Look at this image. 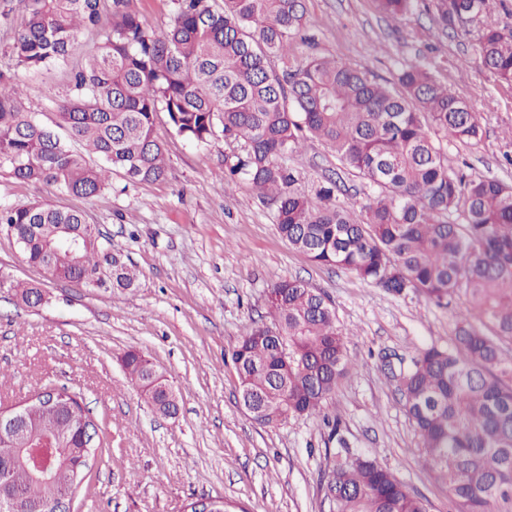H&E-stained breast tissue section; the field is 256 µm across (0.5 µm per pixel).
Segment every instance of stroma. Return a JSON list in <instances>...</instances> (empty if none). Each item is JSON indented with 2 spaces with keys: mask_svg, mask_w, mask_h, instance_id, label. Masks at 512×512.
Returning a JSON list of instances; mask_svg holds the SVG:
<instances>
[{
  "mask_svg": "<svg viewBox=\"0 0 512 512\" xmlns=\"http://www.w3.org/2000/svg\"><path fill=\"white\" fill-rule=\"evenodd\" d=\"M306 6L318 55L380 82L393 81L403 64L427 65L470 104L484 130L475 146L441 137L449 167L512 185V86L497 81L473 51L482 20L465 33L441 32L420 5L397 19L378 13L372 0H306ZM18 19L15 12L0 18V71L23 85L25 110L48 123L57 111L52 93L67 90L71 69L17 68L6 47ZM311 50L297 46L289 58L299 61ZM155 126L168 165L161 182L133 183L116 171L108 189L87 201L0 174V203L48 199L83 209L140 272L138 287L117 296L51 280L0 227V405L65 386L81 393L107 429L108 443L73 512H184L190 501L215 496L246 512H328L321 473L334 420L353 449L427 498L430 512H463L424 465L420 438L383 362L448 346L462 301L392 296L346 270L312 263L277 233L270 204L245 183L225 182L236 144L220 135L186 141L163 112ZM285 163L307 193L332 178L340 183V201L356 207L366 201V187L323 141H307ZM288 278L330 299L353 367L324 415L262 425L238 402L231 354L248 326L268 321V290ZM16 280L41 284L45 303H22L11 288ZM130 350L166 375L179 400L176 415L162 416L128 383L120 358Z\"/></svg>",
  "mask_w": 512,
  "mask_h": 512,
  "instance_id": "stroma-1",
  "label": "stroma"
}]
</instances>
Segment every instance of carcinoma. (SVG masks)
Listing matches in <instances>:
<instances>
[{
  "label": "carcinoma",
  "mask_w": 512,
  "mask_h": 512,
  "mask_svg": "<svg viewBox=\"0 0 512 512\" xmlns=\"http://www.w3.org/2000/svg\"><path fill=\"white\" fill-rule=\"evenodd\" d=\"M102 0H19L21 22L10 54L16 67L38 72L65 64L86 31L99 41L71 73L70 94L50 124L24 111V89L0 72V173L55 186L90 199L110 186L112 170L133 182L167 176L155 116L168 114L177 133L206 143L217 133L240 152L230 179L250 184L275 208L278 234L318 265L348 270L390 294L416 291L442 303L467 301L452 344L428 347L406 366L388 367L422 443L427 465L465 512H492L512 501V186L468 178L448 167L435 129L476 144L483 129L469 104L414 62L394 83H379L334 58L307 56L278 70L296 43L308 44L304 0H173L175 15L157 34L146 29L131 0H111L112 27L100 29ZM415 0H373L396 18ZM485 0H430L438 29L464 31ZM474 51L498 81L512 86V32L488 18ZM316 138L369 189L355 210L329 179L314 195L296 187L283 159ZM100 163L93 164L89 157ZM0 224L16 237L31 265L56 279L114 295L136 287L139 272L101 240L79 208L47 202L0 205ZM83 242L74 255L63 243ZM271 323L255 325L232 352L240 395L255 399L252 418L265 425L319 414L347 373L346 334L325 294L300 279L268 292ZM129 382L147 390L154 408L176 413L173 393L148 389V360L128 351ZM70 419L30 409L32 447L62 438L40 460L48 479L27 459L16 461L11 488L51 512L63 493L83 482L72 464L84 446L78 429L90 412ZM338 448L325 449L329 512H429L393 471L354 453L331 427Z\"/></svg>",
  "instance_id": "cac0c4a2"
}]
</instances>
